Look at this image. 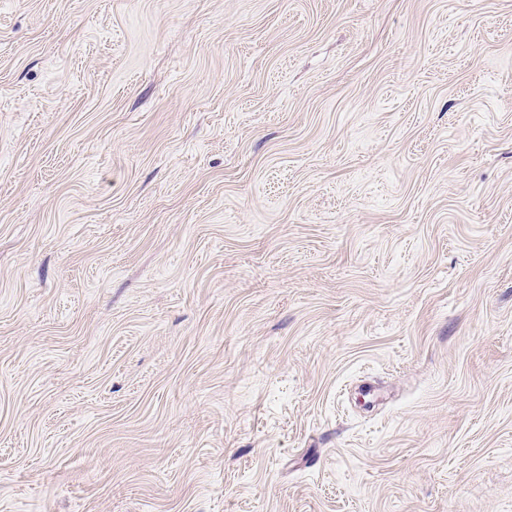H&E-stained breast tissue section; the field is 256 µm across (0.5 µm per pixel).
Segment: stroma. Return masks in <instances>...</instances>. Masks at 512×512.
<instances>
[{
  "label": "stroma",
  "mask_w": 512,
  "mask_h": 512,
  "mask_svg": "<svg viewBox=\"0 0 512 512\" xmlns=\"http://www.w3.org/2000/svg\"><path fill=\"white\" fill-rule=\"evenodd\" d=\"M0 512H512V0H0Z\"/></svg>",
  "instance_id": "stroma-1"
}]
</instances>
